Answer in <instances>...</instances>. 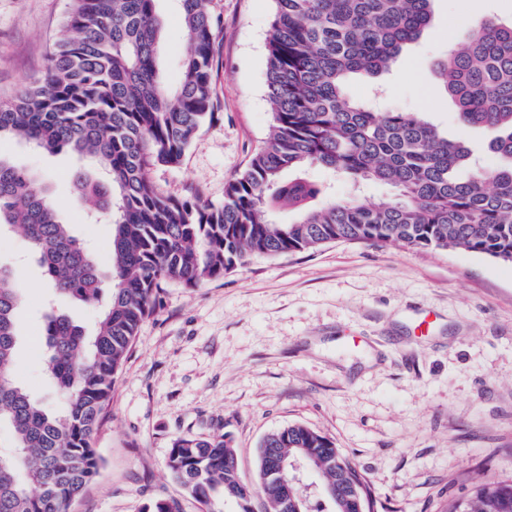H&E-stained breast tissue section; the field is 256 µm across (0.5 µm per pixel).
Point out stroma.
Wrapping results in <instances>:
<instances>
[{"label":"stroma","instance_id":"35a3bbf8","mask_svg":"<svg viewBox=\"0 0 512 512\" xmlns=\"http://www.w3.org/2000/svg\"><path fill=\"white\" fill-rule=\"evenodd\" d=\"M70 0H0V101L36 81L65 32ZM275 0H210L220 32L215 114L182 160L154 165L163 194L220 205L226 184L266 143V97ZM169 78L188 35L174 0H162ZM512 22V0H434L433 31L381 75V109L419 112L475 153L488 131L466 128L434 65L472 24ZM445 29L447 39L435 38ZM0 155L41 175L65 223L110 265L106 224L74 209L78 156L26 141ZM18 234L0 236L17 263L24 342L13 375L45 401L40 340L48 290ZM301 423L330 437L365 477L373 512H446L481 481L512 480V266L462 250H408L332 242L276 259L253 258L195 288L170 282L142 324L93 439L98 474L73 512H141L174 500L201 504L173 482L165 461L179 437L228 434L245 481L264 435Z\"/></svg>","mask_w":512,"mask_h":512}]
</instances>
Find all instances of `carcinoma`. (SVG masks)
<instances>
[{"label":"carcinoma","instance_id":"cac0c4a2","mask_svg":"<svg viewBox=\"0 0 512 512\" xmlns=\"http://www.w3.org/2000/svg\"><path fill=\"white\" fill-rule=\"evenodd\" d=\"M158 0H72L66 28L43 79L0 102V139L21 138L54 154L70 151L105 175L74 176L75 207L109 217L112 264L63 223L34 172L0 156V231L20 232L47 288L64 302L98 306L92 327L63 307L43 328L44 373L62 399L48 408L12 376L23 297L18 271L0 262V426L13 453H0V512H69L100 467L92 436L112 386L162 284L218 279L260 257L314 250L330 242L459 249L512 265V23L484 22L435 65L460 123L494 132L495 163L472 165L471 152L415 112H375L349 83L372 82L431 27L433 0H275L266 145L224 190V204L179 200L148 180L153 164L174 165L214 115L215 25L209 0H178L189 43L179 78L162 69ZM324 169L355 193L336 199L312 179ZM389 186L395 199L370 204L357 190ZM291 213V222L276 217ZM107 300H102L106 282ZM307 459L341 499L311 512H357L371 491L334 443L304 425L267 434L255 478L246 483L225 435L179 437L166 461L170 477L205 512H294L284 477L268 456ZM448 512H512V482L486 480Z\"/></svg>","mask_w":512,"mask_h":512}]
</instances>
